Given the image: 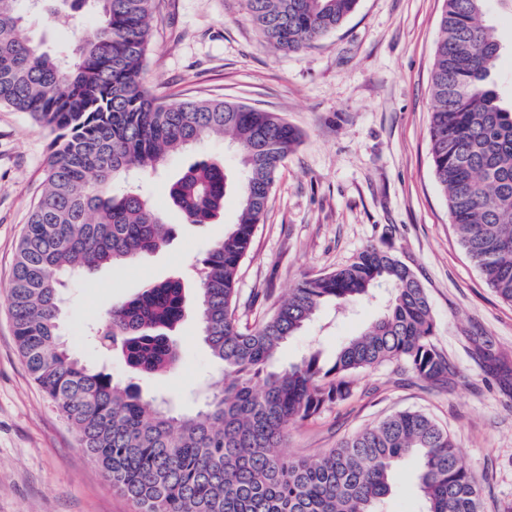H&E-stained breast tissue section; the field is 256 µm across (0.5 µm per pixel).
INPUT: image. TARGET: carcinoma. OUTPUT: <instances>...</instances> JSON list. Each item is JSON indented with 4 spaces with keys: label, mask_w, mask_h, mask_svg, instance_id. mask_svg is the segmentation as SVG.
<instances>
[{
    "label": "carcinoma",
    "mask_w": 512,
    "mask_h": 512,
    "mask_svg": "<svg viewBox=\"0 0 512 512\" xmlns=\"http://www.w3.org/2000/svg\"><path fill=\"white\" fill-rule=\"evenodd\" d=\"M33 0H0V104L57 133L43 189L20 239L8 303L25 365L76 430L88 456L139 512H377L397 466L419 462L423 512H482L479 482L447 430L421 411L390 415L310 457L283 452L288 431L351 397L358 374L402 363L448 382V356L412 270L378 246L297 282L253 327L236 317L237 274L249 256L276 175L300 133L274 112L207 99L166 101L143 89L154 0H41L89 17L69 55L20 31ZM261 36L297 51L339 27L358 0H245ZM485 0H445L432 69L429 129L434 175L459 241L486 283L512 304V109L490 81L501 46ZM224 136L241 157L237 223L197 268L202 335L224 386L193 415H173L137 385L84 365L61 338V277L144 259L171 228L149 200L116 180L158 171L173 152ZM224 166L198 162L169 187L192 224L224 210ZM391 293L382 313L325 359L314 351L277 367V350L327 304L355 306ZM180 278L145 285L112 305L96 339L135 373L173 370L184 315Z\"/></svg>",
    "instance_id": "carcinoma-1"
}]
</instances>
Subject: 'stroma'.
Masks as SVG:
<instances>
[{
    "mask_svg": "<svg viewBox=\"0 0 512 512\" xmlns=\"http://www.w3.org/2000/svg\"><path fill=\"white\" fill-rule=\"evenodd\" d=\"M443 9V0H359L322 41L285 53L259 34L244 0H155L143 86L171 101L215 99L276 112L301 134L239 272L241 323L261 322L303 277L333 271L372 244L394 253L428 294L435 342L455 372L449 383L421 381L395 362L368 370L350 400L292 429L285 452L310 455L396 411L420 410L452 435L481 483L484 512H503L512 505V382L485 372L475 353L490 344L498 363L512 370V305L486 284L460 244L434 179L431 74ZM485 20L504 44L493 79L508 101L512 7L487 0ZM79 28L66 12L35 14L22 34L56 51L73 48ZM52 140L27 114L0 106V512H137L30 376L8 311L16 248L42 191ZM201 160L239 172L227 143L204 139L172 155L162 173H131L129 184L172 224V237L147 259L98 268L66 280L61 290V333L72 351L177 413L196 409L198 394L217 392L222 380L200 335L197 288L188 290L174 373L132 375L118 356L95 345L88 327L147 283L190 279L208 246L236 223L234 189L215 224L187 223L170 206V180ZM387 295L382 288L377 301L355 308L324 306L283 344L279 364L316 349L334 352L379 314ZM415 473V460L405 459L379 512H421Z\"/></svg>",
    "mask_w": 512,
    "mask_h": 512,
    "instance_id": "35a3bbf8",
    "label": "stroma"
}]
</instances>
